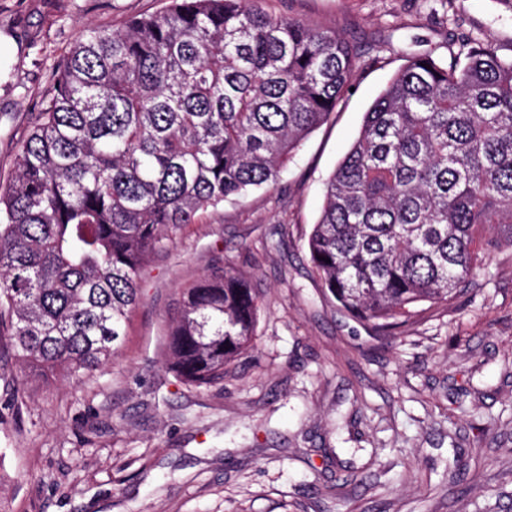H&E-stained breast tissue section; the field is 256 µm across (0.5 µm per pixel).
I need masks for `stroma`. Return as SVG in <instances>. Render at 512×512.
Returning a JSON list of instances; mask_svg holds the SVG:
<instances>
[{
    "instance_id": "1",
    "label": "stroma",
    "mask_w": 512,
    "mask_h": 512,
    "mask_svg": "<svg viewBox=\"0 0 512 512\" xmlns=\"http://www.w3.org/2000/svg\"><path fill=\"white\" fill-rule=\"evenodd\" d=\"M165 0H0V183L58 62L88 25ZM336 30L363 63L280 182L203 213L151 254L122 347L72 377L0 347V503L8 512H512V245L481 255L450 303L387 331L341 309L307 240L363 115L417 44L448 60L480 35L512 56L505 0H265ZM243 275L252 349L223 384L169 369L184 289Z\"/></svg>"
}]
</instances>
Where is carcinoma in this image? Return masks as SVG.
Masks as SVG:
<instances>
[{
	"label": "carcinoma",
	"instance_id": "obj_1",
	"mask_svg": "<svg viewBox=\"0 0 512 512\" xmlns=\"http://www.w3.org/2000/svg\"><path fill=\"white\" fill-rule=\"evenodd\" d=\"M261 2L171 0L122 30L81 31L0 185V342L26 365L106 363L149 254L209 209L274 186L350 89L359 55L347 41ZM503 241L512 56L475 39L448 62L409 50L326 181L313 268L352 316L405 325L417 304L454 299ZM258 311L229 271L186 289L171 370L191 387L223 384Z\"/></svg>",
	"mask_w": 512,
	"mask_h": 512
}]
</instances>
